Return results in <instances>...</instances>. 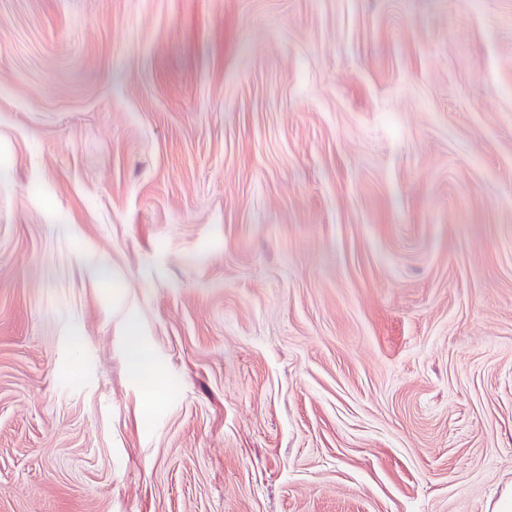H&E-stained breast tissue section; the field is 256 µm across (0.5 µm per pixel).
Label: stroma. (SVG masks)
<instances>
[{
	"label": "stroma",
	"mask_w": 512,
	"mask_h": 512,
	"mask_svg": "<svg viewBox=\"0 0 512 512\" xmlns=\"http://www.w3.org/2000/svg\"><path fill=\"white\" fill-rule=\"evenodd\" d=\"M508 487L512 0H0V512ZM126 365L129 374L146 387L156 389L159 376L151 351L142 342L134 321L126 329Z\"/></svg>",
	"instance_id": "1"
}]
</instances>
